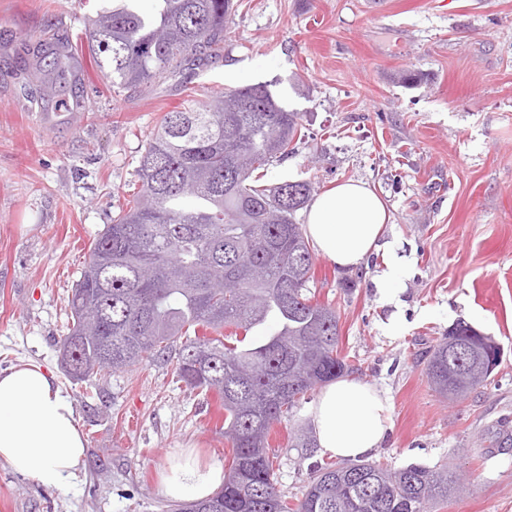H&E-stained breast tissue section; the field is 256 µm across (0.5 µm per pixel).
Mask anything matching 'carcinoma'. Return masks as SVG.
<instances>
[{"label":"carcinoma","instance_id":"cac0c4a2","mask_svg":"<svg viewBox=\"0 0 512 512\" xmlns=\"http://www.w3.org/2000/svg\"><path fill=\"white\" fill-rule=\"evenodd\" d=\"M139 14L112 0L84 20L88 49L119 96L221 55L234 0H156ZM302 112L269 86L226 89L165 115L137 169L138 191L96 238L68 299L71 362L81 381L164 358L186 385L217 391L232 462L211 497L170 512H427L459 493L455 473L410 464L316 463L302 498L283 499L267 451L275 424L316 386L352 370L340 355L339 316L313 300V252L295 220L307 180L258 183L255 172L304 137ZM100 310L95 322L82 310ZM230 334H224V331ZM112 351V364L99 361ZM501 350L465 322L429 354L443 396L490 383Z\"/></svg>","mask_w":512,"mask_h":512}]
</instances>
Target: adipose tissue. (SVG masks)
Instances as JSON below:
<instances>
[{
  "label": "adipose tissue",
  "instance_id": "ef3b65f1",
  "mask_svg": "<svg viewBox=\"0 0 512 512\" xmlns=\"http://www.w3.org/2000/svg\"><path fill=\"white\" fill-rule=\"evenodd\" d=\"M389 220L383 200L350 180L317 196L306 235L340 268L359 266L378 246ZM391 411L387 395L359 379L325 385L306 411L320 455L359 460L379 448ZM85 458V441L69 397L52 372L24 363L0 373V460L17 473L59 491L69 490ZM224 482L216 464L190 453L166 468L160 491L172 500L203 499Z\"/></svg>",
  "mask_w": 512,
  "mask_h": 512
}]
</instances>
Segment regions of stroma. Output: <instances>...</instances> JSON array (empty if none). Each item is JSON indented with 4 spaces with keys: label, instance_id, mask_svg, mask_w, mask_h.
I'll list each match as a JSON object with an SVG mask.
<instances>
[{
    "label": "stroma",
    "instance_id": "35a3bbf8",
    "mask_svg": "<svg viewBox=\"0 0 512 512\" xmlns=\"http://www.w3.org/2000/svg\"><path fill=\"white\" fill-rule=\"evenodd\" d=\"M102 2L0 0V371L48 368L86 445L64 493L0 461V512H162L159 474L176 449L196 445L229 467L217 394L164 362L74 383L59 349L71 290L164 115L187 95L257 83L306 115L266 184L308 180L320 194L361 180L389 211L362 264L315 253L309 283L340 316L355 378L391 399L374 460L456 469L468 491L432 512H512V446L485 445L488 427L512 422V0H238L222 58L117 98L89 53L59 75L37 54L42 40L75 38ZM412 71L422 79L409 86ZM396 265L388 299L380 286ZM460 320L492 336L502 361L452 403L432 388L424 353ZM307 424L300 407L269 436L292 502L314 459L289 435Z\"/></svg>",
    "mask_w": 512,
    "mask_h": 512
}]
</instances>
